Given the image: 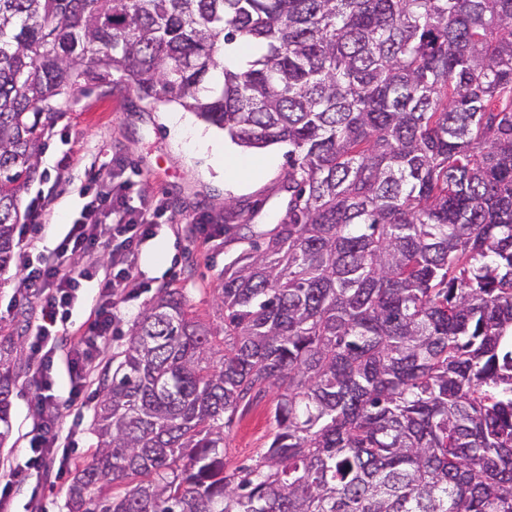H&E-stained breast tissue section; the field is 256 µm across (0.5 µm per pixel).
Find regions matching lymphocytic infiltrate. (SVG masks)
I'll return each mask as SVG.
<instances>
[{"label": "lymphocytic infiltrate", "mask_w": 512, "mask_h": 512, "mask_svg": "<svg viewBox=\"0 0 512 512\" xmlns=\"http://www.w3.org/2000/svg\"><path fill=\"white\" fill-rule=\"evenodd\" d=\"M104 215L111 217V224L101 223L100 218ZM156 215V208L148 204L131 211L123 199L92 194L83 209L82 220L69 225L58 237L48 258L24 267L25 299L37 308V315L29 327L32 336L30 358L41 375V394L35 406L38 422L29 446L30 465H39L65 445L61 414L52 392L51 371L60 344L63 339H69L67 322L72 307L85 283L97 282L94 319L82 336L70 340L66 352L71 378L69 394L76 399L92 371L98 342L110 336L113 324L120 318L118 299L130 287L136 274L142 243L155 233ZM107 233L116 238L118 244L112 250L110 264L103 267L95 255Z\"/></svg>", "instance_id": "1"}]
</instances>
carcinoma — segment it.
<instances>
[{
	"mask_svg": "<svg viewBox=\"0 0 512 512\" xmlns=\"http://www.w3.org/2000/svg\"><path fill=\"white\" fill-rule=\"evenodd\" d=\"M113 70L288 144L289 199L221 325L179 288L133 321L68 512H512V0H0V272L61 96ZM266 390L272 440L229 471ZM275 399L272 391L254 396L249 407L238 413L230 430H225L224 463L228 468L254 464L267 448L274 433L271 411Z\"/></svg>",
	"mask_w": 512,
	"mask_h": 512,
	"instance_id": "obj_1",
	"label": "carcinoma"
}]
</instances>
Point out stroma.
I'll use <instances>...</instances> for the list:
<instances>
[{
  "instance_id": "1",
  "label": "stroma",
  "mask_w": 512,
  "mask_h": 512,
  "mask_svg": "<svg viewBox=\"0 0 512 512\" xmlns=\"http://www.w3.org/2000/svg\"><path fill=\"white\" fill-rule=\"evenodd\" d=\"M111 85H89L71 90L60 102V116L44 135L38 175L21 198L26 219L19 235L18 264L50 251L64 224L79 218L87 199L82 188L99 193L123 190L127 208L147 201L157 206L156 236L139 251L137 281L121 305L122 318L103 348L101 364H108L127 340L128 330L158 288L182 289L190 309L211 325H219L218 289L224 266L248 241L262 231L288 202V146L280 143L254 149L239 145L225 150L223 130L208 125L178 105L142 100L120 74ZM208 135L200 147L191 139H177L168 116ZM51 203L31 216L37 193ZM242 208L229 231V241L207 245L189 238L183 227L200 221L220 224L226 203ZM17 264V266H18ZM16 267L0 274V336H14L22 348L30 338L15 304L24 288ZM16 389L10 411V429L0 442V489L8 488V512H67L65 493L69 470L90 460L96 438L91 423L98 404V385H91L83 408L61 405L63 424L70 428L67 460L49 457L38 468L26 465L33 435L34 406L40 394L36 367L29 357L14 366ZM274 392L253 397L225 431L224 461L235 468L254 464L273 433Z\"/></svg>"
}]
</instances>
